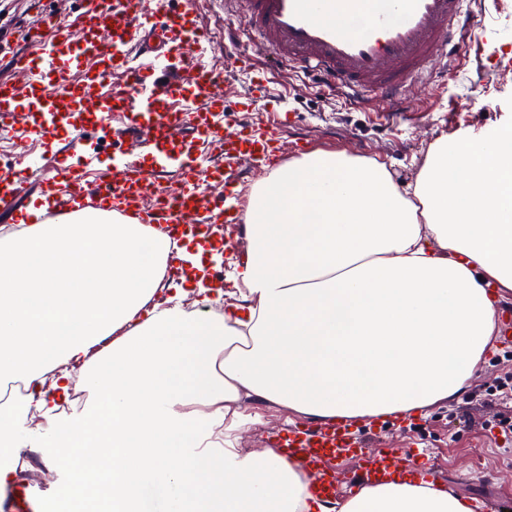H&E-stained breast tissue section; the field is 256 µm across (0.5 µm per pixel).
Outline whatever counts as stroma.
Wrapping results in <instances>:
<instances>
[{"label": "stroma", "mask_w": 512, "mask_h": 512, "mask_svg": "<svg viewBox=\"0 0 512 512\" xmlns=\"http://www.w3.org/2000/svg\"><path fill=\"white\" fill-rule=\"evenodd\" d=\"M86 0H16L0 20V77L10 75V58L24 50L21 35L41 12L64 16ZM198 19L206 30V58L223 66L224 5L222 0H197ZM470 50L456 64L435 63L426 89L417 95L416 111L389 117L370 97L349 101L341 90L323 87L292 67L270 66L239 34L238 49L252 61L224 72L229 110L252 106L247 118L264 127L280 125V136L292 148L289 159L316 150H343L355 157L384 161L399 187L414 183L430 146L440 137L465 128L496 126L512 113V0H474ZM512 341L495 336L471 384L453 400L426 414L374 423L365 436L370 448L433 451L429 472L452 492L475 499V512H512V431H502L498 418L512 419V400L501 401L486 390L496 377L512 373ZM256 435L257 447L270 436L298 424L299 416L255 400L243 406Z\"/></svg>", "instance_id": "stroma-1"}]
</instances>
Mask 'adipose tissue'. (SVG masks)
Returning <instances> with one entry per match:
<instances>
[{"mask_svg": "<svg viewBox=\"0 0 512 512\" xmlns=\"http://www.w3.org/2000/svg\"><path fill=\"white\" fill-rule=\"evenodd\" d=\"M0 232V489L50 448L75 512H473L407 472L328 506L277 449L221 448L262 400L327 422L407 416L477 374L512 294V117L431 146L414 185L318 151L252 190L221 316L203 241L100 211ZM179 278L166 282L169 262ZM94 398L71 410L78 388Z\"/></svg>", "mask_w": 512, "mask_h": 512, "instance_id": "ef3b65f1", "label": "adipose tissue"}]
</instances>
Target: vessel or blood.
<instances>
[{
    "label": "vessel or blood",
    "mask_w": 512,
    "mask_h": 512,
    "mask_svg": "<svg viewBox=\"0 0 512 512\" xmlns=\"http://www.w3.org/2000/svg\"><path fill=\"white\" fill-rule=\"evenodd\" d=\"M466 0H224V39L246 28L272 64H286L322 83L371 94L390 111L410 112L411 84L424 81L437 59L459 60L472 15ZM48 39L30 41L0 78V135L24 147L29 136L58 142L42 165L40 193L48 214L90 209L118 212L170 237L212 238L214 225L242 223L225 206L223 189L241 171L258 175L288 147L272 129L224 118L222 74L201 62L207 36L195 0H96L67 19L42 20ZM126 118L114 129L112 114ZM121 146L112 167L89 181L88 139ZM214 145L220 160L201 165ZM19 155L0 165V205L26 195ZM298 461L323 497L336 494L337 459L354 460L362 481L383 482L429 460L367 448L352 424H303L269 442Z\"/></svg>",
    "instance_id": "vessel-or-blood-1"
}]
</instances>
